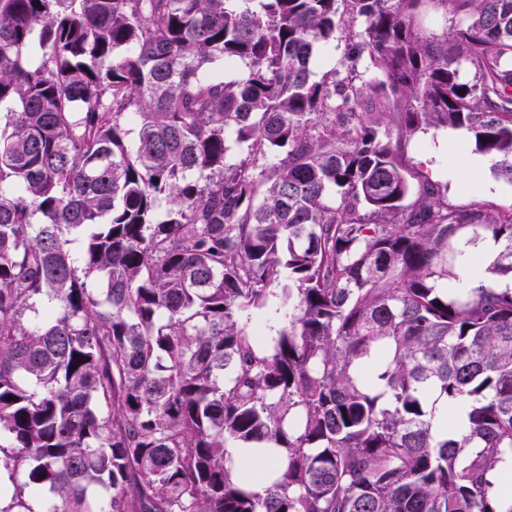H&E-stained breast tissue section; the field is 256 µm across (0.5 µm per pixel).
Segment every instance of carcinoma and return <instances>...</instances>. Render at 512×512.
Instances as JSON below:
<instances>
[{
    "instance_id": "1",
    "label": "carcinoma",
    "mask_w": 512,
    "mask_h": 512,
    "mask_svg": "<svg viewBox=\"0 0 512 512\" xmlns=\"http://www.w3.org/2000/svg\"><path fill=\"white\" fill-rule=\"evenodd\" d=\"M2 112L0 512H512V211L405 163L450 127L512 181V0H0ZM344 50V39L341 38L339 33H336L335 39H332L328 45L317 51L316 62L313 65V70L316 72L317 79H319L324 72L338 66V63L343 57ZM497 250L493 240H485L466 255L457 270L459 288L471 289L485 284L483 270L493 261ZM264 312L265 316H252L250 319L244 316L241 325L251 334H260L271 338L288 324V308H281L279 296L274 295L270 296ZM232 459L239 471L252 469L248 488L263 493L272 484L279 465L278 448H230Z\"/></svg>"
}]
</instances>
